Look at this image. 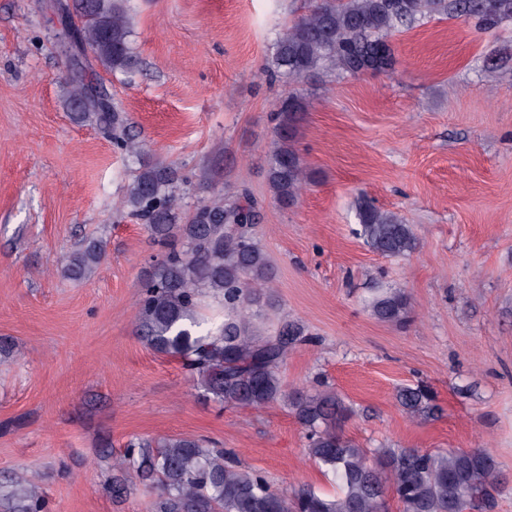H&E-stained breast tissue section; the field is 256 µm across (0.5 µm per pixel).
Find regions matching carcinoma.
<instances>
[{"instance_id": "1", "label": "carcinoma", "mask_w": 512, "mask_h": 512, "mask_svg": "<svg viewBox=\"0 0 512 512\" xmlns=\"http://www.w3.org/2000/svg\"><path fill=\"white\" fill-rule=\"evenodd\" d=\"M128 2L76 0L81 26L65 52L89 51L106 70L129 73L138 58ZM436 15L493 31L512 22V0H312L278 38L272 64L290 84L324 70L350 76L387 72L398 63L389 37ZM68 97L76 121L96 124L137 163L127 194L130 214L166 248L139 284L141 340L154 352L181 360L205 395L226 406L287 403L304 430L309 455L336 480L334 496L305 483L276 488L265 474L242 467L233 452L204 439L134 437L112 463L109 488L115 496L140 485L152 495L150 512H389L391 498L401 512H492L503 481L488 449L362 448L342 432L351 408L336 392L288 388L280 367L303 329L286 318L262 325L263 291L272 273L256 239L252 205L220 199L198 207L189 223H175L177 169L150 160L104 89L93 98L76 77ZM303 111V97L294 91L277 113V148L267 177L285 207L299 200L306 184L293 145ZM356 217L357 234L381 255L401 257L415 250L413 226L399 216L364 202ZM106 258L103 240H85L65 254L63 272L90 281ZM368 305L381 321L409 320L410 301L402 291L382 290ZM396 399L411 419L435 412L424 385L405 386ZM0 512H47L35 478L14 473L0 481Z\"/></svg>"}]
</instances>
